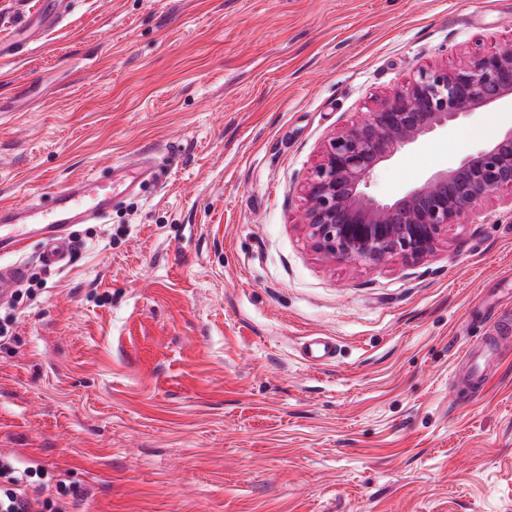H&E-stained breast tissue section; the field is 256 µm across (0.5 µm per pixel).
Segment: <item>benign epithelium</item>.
Instances as JSON below:
<instances>
[{"mask_svg":"<svg viewBox=\"0 0 512 512\" xmlns=\"http://www.w3.org/2000/svg\"><path fill=\"white\" fill-rule=\"evenodd\" d=\"M512 102V45L453 70L420 69L368 117L335 134L305 186L303 224L331 259L377 265L424 258L450 224L491 193L512 191V128L494 143L438 170L391 203L364 192L376 167L472 112Z\"/></svg>","mask_w":512,"mask_h":512,"instance_id":"1","label":"benign epithelium"}]
</instances>
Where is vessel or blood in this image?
I'll return each instance as SVG.
<instances>
[{"mask_svg": "<svg viewBox=\"0 0 512 512\" xmlns=\"http://www.w3.org/2000/svg\"><path fill=\"white\" fill-rule=\"evenodd\" d=\"M137 176V171L121 160L73 180L64 190L53 193L47 205H0V298L9 297L27 275L25 265L5 263V256L22 253L36 239L41 243L45 265L68 266L70 225L103 223L119 195L131 191L130 181ZM304 352L312 361H330L336 355V344L332 339L315 337L305 343ZM497 354L498 346L494 343L481 349H466L463 357L468 365V379L482 380L486 363Z\"/></svg>", "mask_w": 512, "mask_h": 512, "instance_id": "b4317fda", "label": "vessel or blood"}]
</instances>
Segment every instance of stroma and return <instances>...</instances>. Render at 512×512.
Segmentation results:
<instances>
[{
    "mask_svg": "<svg viewBox=\"0 0 512 512\" xmlns=\"http://www.w3.org/2000/svg\"><path fill=\"white\" fill-rule=\"evenodd\" d=\"M0 0V203L142 154L158 177L21 259L0 454L78 512H512V192L433 253L329 259L302 226L329 138L421 68L512 43V0ZM459 118L380 164L387 203L501 137ZM312 336L336 343L314 364ZM502 356L468 389L463 346Z\"/></svg>",
    "mask_w": 512,
    "mask_h": 512,
    "instance_id": "stroma-1",
    "label": "stroma"
}]
</instances>
